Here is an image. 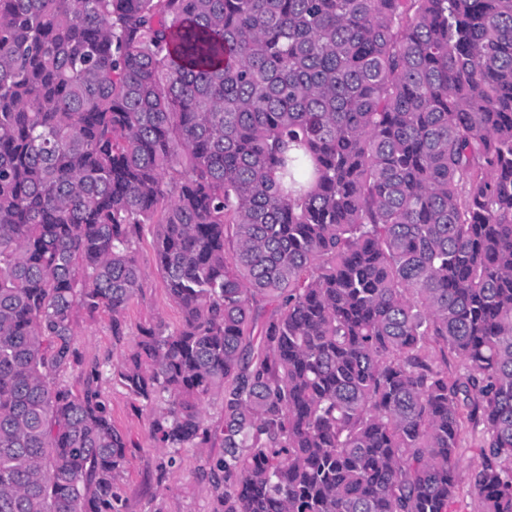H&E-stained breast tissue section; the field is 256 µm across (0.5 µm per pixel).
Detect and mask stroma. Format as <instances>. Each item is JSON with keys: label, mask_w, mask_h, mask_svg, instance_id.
<instances>
[{"label": "stroma", "mask_w": 512, "mask_h": 512, "mask_svg": "<svg viewBox=\"0 0 512 512\" xmlns=\"http://www.w3.org/2000/svg\"><path fill=\"white\" fill-rule=\"evenodd\" d=\"M138 263L147 277L144 295L131 301L125 314L127 336L122 342L112 337V323L108 313L94 315L77 309L73 312L76 347L83 364L119 362L133 347L132 338L139 326L163 317L170 327H178L181 313L173 304L156 271L151 237H144L138 249ZM101 390L106 397L116 426L130 442L125 470L120 478L125 512H211L212 487L206 475L208 458L222 454L221 441L205 448H185L179 456L177 468L159 476L156 471L159 452L149 436V414L137 410L135 401L126 390L103 377ZM483 429L466 425L460 441L462 478L458 483L451 512H482L481 501L471 481L472 474L481 465Z\"/></svg>", "instance_id": "1"}]
</instances>
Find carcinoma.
<instances>
[{
    "mask_svg": "<svg viewBox=\"0 0 512 512\" xmlns=\"http://www.w3.org/2000/svg\"><path fill=\"white\" fill-rule=\"evenodd\" d=\"M147 234L158 476L218 438L212 512H448L468 422L512 512V0H0V512H123L101 365L56 376Z\"/></svg>",
    "mask_w": 512,
    "mask_h": 512,
    "instance_id": "carcinoma-1",
    "label": "carcinoma"
}]
</instances>
